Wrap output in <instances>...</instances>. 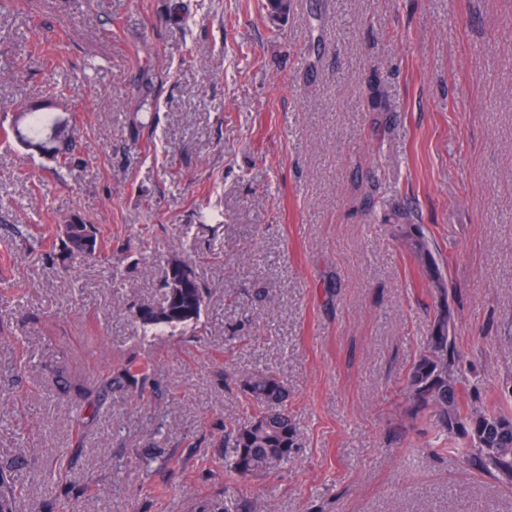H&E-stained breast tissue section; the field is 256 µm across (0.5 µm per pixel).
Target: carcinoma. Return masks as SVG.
<instances>
[{
    "label": "carcinoma",
    "mask_w": 512,
    "mask_h": 512,
    "mask_svg": "<svg viewBox=\"0 0 512 512\" xmlns=\"http://www.w3.org/2000/svg\"><path fill=\"white\" fill-rule=\"evenodd\" d=\"M24 127H13L19 141L37 146L42 155L67 168L72 163L73 145L67 141L71 120L52 112H27ZM392 235L406 240L425 263L429 280L441 300L434 314L429 336L406 378V389L415 414H433L435 430L445 440L466 439L465 447L455 449L467 465L489 473L512 488V385L505 387L502 401L507 408L476 409L464 401L472 381L458 365V351L451 334L452 317L448 289L439 259L432 252L430 238L418 224H394ZM54 248L70 257L92 259L101 254L100 231L92 224H66ZM177 286L163 283V299L157 306L146 305L134 314L144 330L197 323L204 301V288L191 267L183 261L168 264ZM152 379L151 366L134 359L115 374L100 379L98 388L122 392L130 401L145 396ZM241 392L253 415L245 422L231 420L224 425V471L243 479L264 475L290 463L300 437L285 402L284 382L273 372H260L241 384ZM16 484L0 485V512H15Z\"/></svg>",
    "instance_id": "obj_1"
}]
</instances>
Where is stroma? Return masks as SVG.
I'll return each mask as SVG.
<instances>
[{
    "label": "stroma",
    "mask_w": 512,
    "mask_h": 512,
    "mask_svg": "<svg viewBox=\"0 0 512 512\" xmlns=\"http://www.w3.org/2000/svg\"><path fill=\"white\" fill-rule=\"evenodd\" d=\"M40 0L0 13V481L16 512H512L404 385L434 319L422 225L479 407L512 378V0ZM71 119L77 165L22 145L18 110ZM96 225L103 255L49 246ZM121 259L113 271V259ZM207 288L154 339L169 261ZM149 362L158 393L97 409ZM278 373L302 446L224 471L236 380ZM80 406L74 426L70 406ZM65 466L54 482L51 469ZM151 366L146 362L129 360L112 376L100 379L98 389L122 392L130 401L143 399L152 379Z\"/></svg>",
    "instance_id": "obj_1"
}]
</instances>
